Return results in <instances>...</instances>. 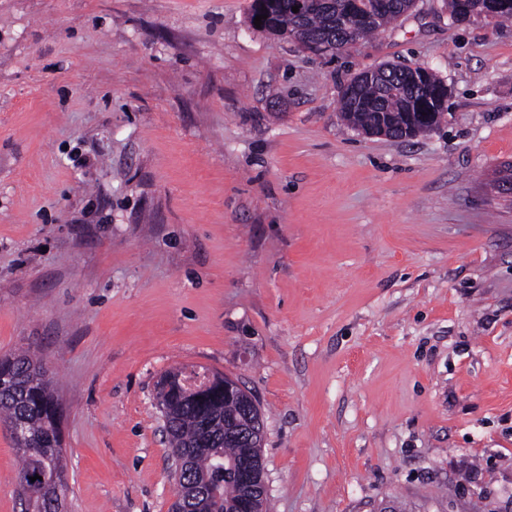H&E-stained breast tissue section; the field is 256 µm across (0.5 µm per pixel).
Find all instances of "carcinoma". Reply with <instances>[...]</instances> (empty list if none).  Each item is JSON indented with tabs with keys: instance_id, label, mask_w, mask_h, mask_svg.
I'll return each mask as SVG.
<instances>
[{
	"instance_id": "1",
	"label": "carcinoma",
	"mask_w": 512,
	"mask_h": 512,
	"mask_svg": "<svg viewBox=\"0 0 512 512\" xmlns=\"http://www.w3.org/2000/svg\"><path fill=\"white\" fill-rule=\"evenodd\" d=\"M309 0L300 12L291 0H253L251 18L266 16L260 30L275 39L293 38L309 48L330 45L342 37L339 26L346 10L373 14L355 38L375 34L408 12L414 0ZM486 0H444L454 21L480 17ZM442 80L423 67L415 72L393 66L388 75L359 85L351 95L342 94L343 119L364 133L384 125L391 137L409 138L424 133L443 117L445 104L435 99ZM428 113L427 119L419 113ZM213 387L200 396L189 395L182 372H169L159 384L156 398L160 415L167 417L164 433L171 454L182 460L180 481L189 490L183 512H224V502L240 491L237 465L247 457L239 440L247 397L241 392L224 395V378L214 377ZM60 408L41 362L33 354L0 358V420L21 427L15 437L21 466L18 477L39 479L19 498L21 512H51V504L67 494L66 463L60 438Z\"/></svg>"
}]
</instances>
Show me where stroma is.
Listing matches in <instances>:
<instances>
[{"label":"stroma","mask_w":512,"mask_h":512,"mask_svg":"<svg viewBox=\"0 0 512 512\" xmlns=\"http://www.w3.org/2000/svg\"><path fill=\"white\" fill-rule=\"evenodd\" d=\"M251 4L0 0V356L48 368L67 512H170V370L254 395L269 512H512V22L314 55ZM385 64L437 126L347 125ZM18 470L0 422V512ZM388 76L373 79L359 85L357 91L348 87L373 76L376 69L356 75L346 84L340 99L343 119L363 133L379 126L381 122L391 137L409 138L424 133L435 126L443 117L445 101L435 99V93L442 80L431 70L417 67L407 72L408 67L392 65ZM417 112H429L423 120Z\"/></svg>","instance_id":"35a3bbf8"}]
</instances>
